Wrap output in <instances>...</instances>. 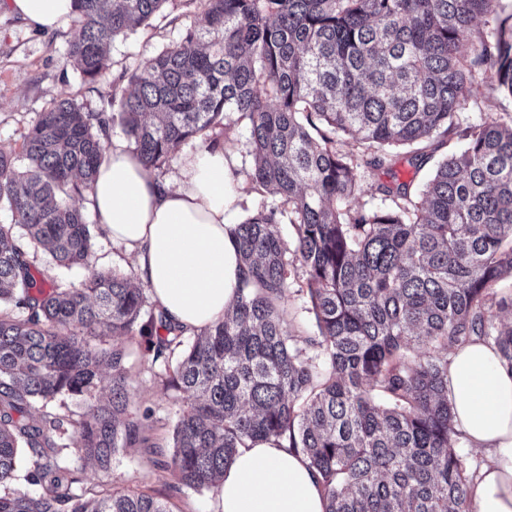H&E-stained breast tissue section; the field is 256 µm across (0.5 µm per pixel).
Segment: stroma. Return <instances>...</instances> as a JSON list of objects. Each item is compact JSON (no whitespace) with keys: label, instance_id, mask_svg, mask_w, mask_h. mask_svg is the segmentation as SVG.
<instances>
[{"label":"stroma","instance_id":"obj_1","mask_svg":"<svg viewBox=\"0 0 512 512\" xmlns=\"http://www.w3.org/2000/svg\"><path fill=\"white\" fill-rule=\"evenodd\" d=\"M197 13L195 0H165L146 25L115 38L108 52L107 68L91 83L68 58L72 28L38 32L22 18L0 8V148L13 153L17 168H25L28 161L22 151L23 140L41 112L62 99L73 100L86 112L107 109L129 76L141 72L149 57L179 41L193 26ZM483 111L500 122L512 121V101L497 96L487 83L479 81L471 86L460 117L472 120ZM226 122V127L216 128L215 133L220 145L232 155L233 171L241 182L239 201L227 215L228 223L238 224L253 215L259 195L250 183L253 160L247 122L236 113L229 114ZM83 215L92 234L89 268L57 266L47 252L33 249L28 258L36 277L64 288H78L89 269L132 270V257L104 237L92 211L84 210ZM125 347L134 392L132 410L147 413L148 418L143 422L140 443L124 449L108 470L86 465L83 490L131 489L167 501L170 512H213L214 491L187 487L173 490V476L160 467L172 453L171 426L186 407L183 395L156 382L149 356L134 341H126Z\"/></svg>","mask_w":512,"mask_h":512}]
</instances>
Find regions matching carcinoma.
<instances>
[{"label": "carcinoma", "mask_w": 512, "mask_h": 512, "mask_svg": "<svg viewBox=\"0 0 512 512\" xmlns=\"http://www.w3.org/2000/svg\"><path fill=\"white\" fill-rule=\"evenodd\" d=\"M75 2L68 55L93 82L114 39L166 0ZM197 2L196 25L128 79L118 115L159 173L181 142L207 137L215 148L209 131L227 114L248 120L251 182L275 202L234 228L236 303L187 345L134 273L39 285L1 224L0 512H170L143 492L79 487L83 461L106 470L139 438L126 354L105 335L134 340L158 382L185 396L160 464L179 487L216 488L239 449L266 440L306 455L326 512H469L478 467L457 450L448 352L477 336L512 369V293L497 291L512 279V124L464 122L459 110L479 78L512 99V8ZM107 129L101 114L63 100L25 135V169L0 149V204L59 266H89L92 235L76 200L91 189ZM343 136L356 150L336 147ZM453 139L462 147L426 184L398 181L397 151L420 168ZM380 170L389 180L367 184ZM293 281L309 297L313 335L288 330ZM62 396L88 409L78 419L59 412L51 403Z\"/></svg>", "instance_id": "1"}]
</instances>
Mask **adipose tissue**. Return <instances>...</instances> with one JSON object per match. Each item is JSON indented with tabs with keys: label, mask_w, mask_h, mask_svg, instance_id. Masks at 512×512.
<instances>
[{
	"label": "adipose tissue",
	"mask_w": 512,
	"mask_h": 512,
	"mask_svg": "<svg viewBox=\"0 0 512 512\" xmlns=\"http://www.w3.org/2000/svg\"><path fill=\"white\" fill-rule=\"evenodd\" d=\"M39 31L66 25L74 0H0ZM223 149L182 154L173 176L150 173L132 145L113 141L90 191L106 238L135 257L138 280L186 335L224 318L241 274L226 213L238 186ZM454 428L486 460L470 490L472 512H512V369L474 338L448 354ZM326 493L306 457L259 442L239 449L216 489V512H325Z\"/></svg>",
	"instance_id": "ef3b65f1"
}]
</instances>
